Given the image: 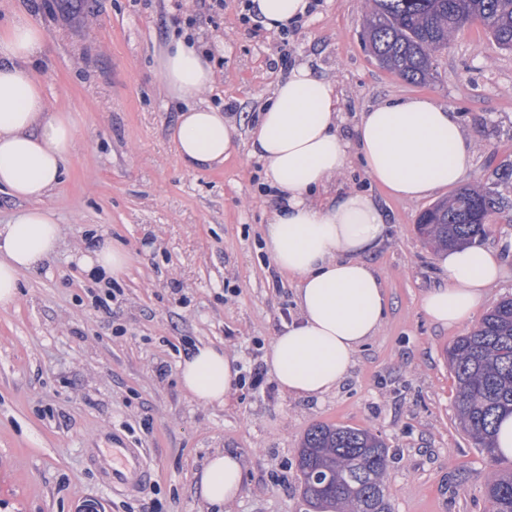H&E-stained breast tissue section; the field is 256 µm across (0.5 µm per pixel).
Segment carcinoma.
Here are the masks:
<instances>
[{
	"instance_id": "carcinoma-1",
	"label": "carcinoma",
	"mask_w": 512,
	"mask_h": 512,
	"mask_svg": "<svg viewBox=\"0 0 512 512\" xmlns=\"http://www.w3.org/2000/svg\"><path fill=\"white\" fill-rule=\"evenodd\" d=\"M478 19L497 44L512 49V0H372L362 37L370 55L410 83L433 77L436 56L455 33ZM504 206L492 190L462 189L425 210L419 231L429 244L448 248L481 240L480 214ZM457 383L462 429L492 459L501 417L512 414V298L495 304L448 349ZM390 448L366 430L327 424L308 430L297 452L306 501L314 512H391L384 476ZM489 512H512V465L485 482Z\"/></svg>"
}]
</instances>
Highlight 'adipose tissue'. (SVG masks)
Wrapping results in <instances>:
<instances>
[{"label": "adipose tissue", "instance_id": "ef3b65f1", "mask_svg": "<svg viewBox=\"0 0 512 512\" xmlns=\"http://www.w3.org/2000/svg\"><path fill=\"white\" fill-rule=\"evenodd\" d=\"M256 19L277 31L302 18L309 0H252ZM44 35L25 13L0 30V192L23 201L0 224V307L19 297L23 274L46 266L65 245L54 212L43 207L76 147L63 112L51 111L36 74ZM169 95L188 102L169 140L191 173L217 169L238 146V126L221 109L200 106L214 83L208 57L185 40H170L162 60ZM475 140L455 111L423 98L388 100L362 113L351 136L339 130L336 85L305 63L293 64L275 86L249 132V154L262 160L275 189L263 239L276 268L296 282V320L273 338L265 362L289 395L320 398L349 374L359 347L375 336L389 302L371 259L389 233L386 211L356 189L319 198L332 180L360 160L388 194L418 201L464 182ZM92 280L119 276L129 254L111 238H94L73 256ZM444 283L423 299L437 326L470 321L489 289L505 277L500 250L472 245L435 256ZM237 373L223 347L193 346L178 364V380L195 402L223 405ZM244 474L239 455L213 453L197 476L196 494L221 506L237 497Z\"/></svg>", "mask_w": 512, "mask_h": 512}]
</instances>
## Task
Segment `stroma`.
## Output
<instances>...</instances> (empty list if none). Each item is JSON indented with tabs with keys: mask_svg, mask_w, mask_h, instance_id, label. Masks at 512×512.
<instances>
[{
	"mask_svg": "<svg viewBox=\"0 0 512 512\" xmlns=\"http://www.w3.org/2000/svg\"><path fill=\"white\" fill-rule=\"evenodd\" d=\"M368 8V0H321L283 46L240 23L238 0H224L215 21L195 0V35L215 54L203 102L239 122L243 136L221 169L190 174L168 138L181 105L160 74L177 28L174 0H0V21L25 12L41 25L38 77L51 107L74 123L76 148L47 206L70 246L106 235L131 256L108 308L95 307L105 288L78 272L68 250L25 276L18 301L0 308V512H78L88 499L101 512H151L157 501L162 512H210L194 474L217 449L245 462L223 512H311L296 454L316 424L384 439L394 453L385 480L392 512H487L484 484L496 465L458 426L446 354L471 326L437 328L422 309L440 280L417 222L449 190L394 199L357 162L341 180L388 213L391 235L372 262L389 308L348 377L322 399L288 396L268 376L235 385L223 405L202 406L176 376L199 343L223 346L238 372L249 371L296 311L292 283L262 245L272 197L246 138L287 73L281 53L335 81L346 135L383 100L453 108L478 144L467 186L506 201L482 244L512 238V181L497 175L512 167V50L466 25L438 56L434 79L416 85L365 49ZM115 443L145 449L149 484L117 496L102 483L98 463Z\"/></svg>",
	"mask_w": 512,
	"mask_h": 512,
	"instance_id": "35a3bbf8",
	"label": "stroma"
}]
</instances>
